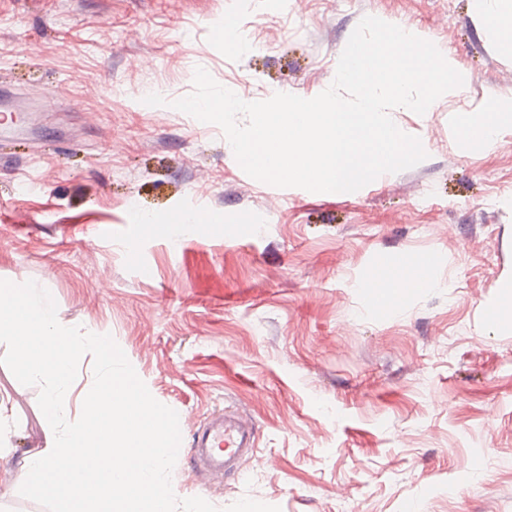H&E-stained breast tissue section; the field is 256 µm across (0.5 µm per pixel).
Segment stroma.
<instances>
[{"label":"stroma","mask_w":512,"mask_h":512,"mask_svg":"<svg viewBox=\"0 0 512 512\" xmlns=\"http://www.w3.org/2000/svg\"><path fill=\"white\" fill-rule=\"evenodd\" d=\"M422 33L465 77L424 114L393 109L428 154L351 193L249 177L222 129L171 108L206 69L247 102L334 81L360 20ZM232 17L241 42L227 51ZM0 92L56 107L0 132V279L35 281L60 324L111 335L181 410L178 498L225 512H512V52L474 0H0ZM162 95L160 107L144 104ZM204 216L200 240L174 227ZM427 263L433 288L384 305L368 281ZM40 389L0 365V512H46L15 463L47 443ZM236 411L257 459L205 481L190 440ZM507 112H511V110L505 112L495 108H488L486 112L481 113L482 120L479 123V135L476 138L480 141V146H485L494 140L505 115H509L511 119V113Z\"/></svg>","instance_id":"35a3bbf8"}]
</instances>
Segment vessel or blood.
<instances>
[{
	"label": "vessel or blood",
	"instance_id": "vessel-or-blood-1",
	"mask_svg": "<svg viewBox=\"0 0 512 512\" xmlns=\"http://www.w3.org/2000/svg\"><path fill=\"white\" fill-rule=\"evenodd\" d=\"M194 457L211 473L231 476L241 456L254 448L252 425L236 413L213 415L191 441Z\"/></svg>",
	"mask_w": 512,
	"mask_h": 512
}]
</instances>
